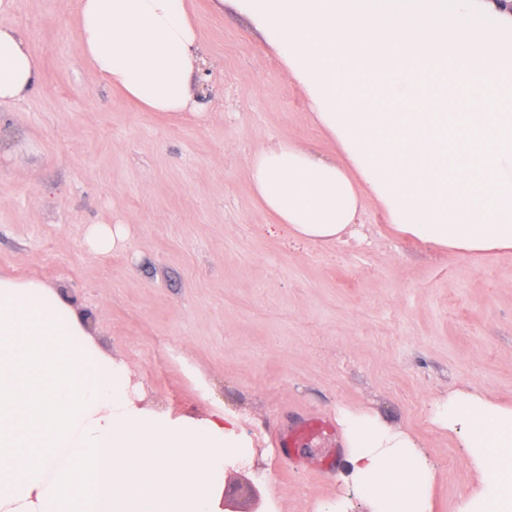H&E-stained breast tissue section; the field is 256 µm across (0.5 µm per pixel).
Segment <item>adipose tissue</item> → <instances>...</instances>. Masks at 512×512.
Returning <instances> with one entry per match:
<instances>
[{
	"mask_svg": "<svg viewBox=\"0 0 512 512\" xmlns=\"http://www.w3.org/2000/svg\"><path fill=\"white\" fill-rule=\"evenodd\" d=\"M304 87L342 160L290 142L248 162L254 197L300 240L353 235L364 197L434 245L512 250V18L474 0H238ZM99 80L150 112L197 108L205 61L187 0H77ZM41 64L0 25V104ZM433 419L490 463L481 512H512V408L457 390ZM346 480L374 512H430L421 451L378 415L344 414ZM237 418L147 410L91 321L55 288L0 277V512H221L224 464L250 446Z\"/></svg>",
	"mask_w": 512,
	"mask_h": 512,
	"instance_id": "ef3b65f1",
	"label": "adipose tissue"
}]
</instances>
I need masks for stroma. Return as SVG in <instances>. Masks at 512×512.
<instances>
[{
    "instance_id": "obj_1",
    "label": "stroma",
    "mask_w": 512,
    "mask_h": 512,
    "mask_svg": "<svg viewBox=\"0 0 512 512\" xmlns=\"http://www.w3.org/2000/svg\"><path fill=\"white\" fill-rule=\"evenodd\" d=\"M209 93L196 114L138 107L100 82L75 0H14L39 87L0 106V277L35 279L90 316L139 406L223 409L249 452L224 467L226 512H371L334 438L278 472L273 428L314 412L376 413L434 473L431 512H477L487 476L432 407L457 388L512 407V252L467 254L403 235L364 200L362 242L275 228L246 163L277 141L338 155L303 86L235 0H191ZM122 224L111 252L89 225Z\"/></svg>"
}]
</instances>
